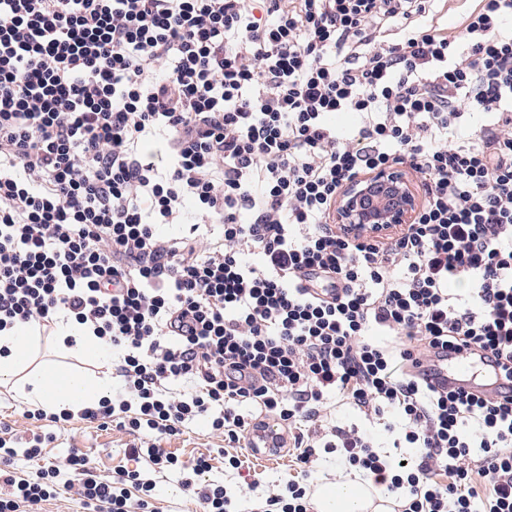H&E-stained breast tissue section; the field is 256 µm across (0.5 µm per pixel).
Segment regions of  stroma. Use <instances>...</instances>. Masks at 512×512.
I'll list each match as a JSON object with an SVG mask.
<instances>
[{
    "label": "stroma",
    "instance_id": "stroma-1",
    "mask_svg": "<svg viewBox=\"0 0 512 512\" xmlns=\"http://www.w3.org/2000/svg\"><path fill=\"white\" fill-rule=\"evenodd\" d=\"M25 409V404L13 391L0 386V438L12 441L31 438L38 432L54 434L52 440L41 443L37 458H16L14 467L18 474L31 475L41 468L62 464L75 448L91 453L96 473L104 479L113 480L124 472H142L147 468L144 461L134 459L128 453L130 445L139 439L137 433L113 424L101 428L78 417L54 431L49 424L40 425L25 419ZM322 416L326 426H357L360 431L372 435L379 444L384 441L385 424L395 419L389 411L381 416H365L336 397L329 400ZM158 445L183 462L207 457L211 476L223 478L228 494L238 499L241 512H254L259 502L278 491L284 481L299 471L294 454L268 462L246 447L237 450L241 468H233L224 457L223 438L213 434L203 419L189 424L183 434L159 440ZM152 478L156 483L150 504L152 512H199L195 496L181 486L182 473L164 470L153 473Z\"/></svg>",
    "mask_w": 512,
    "mask_h": 512
}]
</instances>
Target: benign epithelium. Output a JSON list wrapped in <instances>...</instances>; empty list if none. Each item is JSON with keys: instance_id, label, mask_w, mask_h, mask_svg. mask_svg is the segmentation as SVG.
Returning a JSON list of instances; mask_svg holds the SVG:
<instances>
[{"instance_id": "benign-epithelium-1", "label": "benign epithelium", "mask_w": 512, "mask_h": 512, "mask_svg": "<svg viewBox=\"0 0 512 512\" xmlns=\"http://www.w3.org/2000/svg\"><path fill=\"white\" fill-rule=\"evenodd\" d=\"M422 198L403 165L349 180L336 198V223L351 233L397 232L414 223Z\"/></svg>"}]
</instances>
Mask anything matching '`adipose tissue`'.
I'll return each instance as SVG.
<instances>
[{
  "label": "adipose tissue",
  "instance_id": "1",
  "mask_svg": "<svg viewBox=\"0 0 512 512\" xmlns=\"http://www.w3.org/2000/svg\"><path fill=\"white\" fill-rule=\"evenodd\" d=\"M51 339L62 352L88 354L110 361L112 351L93 336L68 323H58ZM33 337L21 328L0 332V385H19L20 399L28 406L48 411L80 410L112 394L111 377L88 379L72 375L60 381L44 366H33ZM375 498L361 479L342 480L322 487L317 497L318 512H371Z\"/></svg>",
  "mask_w": 512,
  "mask_h": 512
}]
</instances>
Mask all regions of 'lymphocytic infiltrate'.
<instances>
[{"mask_svg":"<svg viewBox=\"0 0 512 512\" xmlns=\"http://www.w3.org/2000/svg\"><path fill=\"white\" fill-rule=\"evenodd\" d=\"M433 3L0 0V331L66 318L111 345L123 390L76 415L141 433L150 470L209 472L158 446L193 420L233 448L270 418L300 468L341 451L395 512H512V397L415 371L450 350L512 376V0H478L459 38L426 23ZM471 112L493 122L466 138ZM400 164L421 178L415 223H332L344 182ZM334 396L397 411L394 453L324 428ZM20 453L39 450L0 440V512L61 487L147 512L139 471L99 479L75 448L26 479Z\"/></svg>","mask_w":512,"mask_h":512,"instance_id":"1","label":"lymphocytic infiltrate"}]
</instances>
